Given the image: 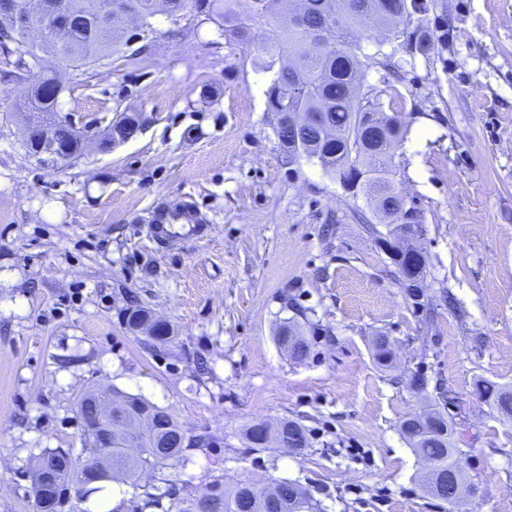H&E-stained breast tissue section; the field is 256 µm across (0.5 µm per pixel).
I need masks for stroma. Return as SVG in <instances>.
I'll use <instances>...</instances> for the list:
<instances>
[{"label": "stroma", "instance_id": "1", "mask_svg": "<svg viewBox=\"0 0 512 512\" xmlns=\"http://www.w3.org/2000/svg\"><path fill=\"white\" fill-rule=\"evenodd\" d=\"M437 3L422 24L448 42L415 57L391 100L408 122L393 181L421 214L429 326L376 245L387 227L365 198L281 151L265 91L282 52L262 35L235 45L205 16L159 12L148 53L60 69L58 110L77 126L100 135L119 111L144 118L128 142L60 169L27 153L14 107L27 88L0 61V512H36L35 457L80 455L78 402L104 387L210 443L138 487L103 483L84 512L105 500L176 512L215 481L288 480L320 512H445L399 431L442 392L479 486L461 512H512V422L476 391L512 386V0ZM188 201L206 233L160 246L155 210ZM133 294L175 344L144 349L125 320ZM300 308L311 346L298 361L278 336ZM376 336L395 348L392 369L374 360ZM417 370L422 393L409 385ZM279 419L303 425L309 448L249 446L247 427Z\"/></svg>", "mask_w": 512, "mask_h": 512}]
</instances>
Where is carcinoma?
<instances>
[{
  "label": "carcinoma",
  "instance_id": "cac0c4a2",
  "mask_svg": "<svg viewBox=\"0 0 512 512\" xmlns=\"http://www.w3.org/2000/svg\"><path fill=\"white\" fill-rule=\"evenodd\" d=\"M77 2L78 11L73 13L55 46L57 60L87 68L122 49L137 56L152 43L145 38L139 47H134L135 39L132 33L125 31L122 14L134 13L149 19L158 11V0H114L118 7L112 10V23L107 26L99 20V0ZM190 7L217 20L224 39L230 43L248 44L254 31L260 28L271 46L286 53V63L266 90V111L277 117L275 130L281 150L290 161L302 154L316 159L345 190L355 196L366 195L382 223H396L403 204L393 183L390 167L393 152L385 148L382 138L399 143L408 123L400 112L389 114L384 110L381 95L394 89L388 77H383L384 88L381 89L367 83L366 76L375 65L381 66L387 74L402 69V65L393 62L392 55L382 49L372 54L364 52L362 40L384 30L394 39H404L413 52L415 16L436 8L437 3L434 0L425 4H418L416 0H376V10L369 13L364 0H305L300 12L303 22L296 26L284 20L283 0H248L244 10L238 7V0H163V11L176 20L183 18ZM39 66L42 74L31 95L17 105V110L50 121L58 112V99L43 97L39 90L55 79L54 63L43 61ZM135 124H141V113L124 110L112 123V135ZM57 135L62 144L74 142V158L85 154L89 140L72 139L71 127L59 126ZM24 145L31 155L43 162L67 165L65 161L59 163L49 157L53 153L50 143H34L26 134ZM149 316L150 313L135 301L126 309V323L135 330ZM153 328L162 336L161 342L146 340V348L154 351L175 340L163 321L155 320ZM279 339L283 343L291 341L288 351L293 358L308 355L309 344L297 324L285 326ZM477 391L490 410L512 419L511 388L484 380ZM131 399L153 409L159 425L173 431L181 428L166 409L137 395ZM430 415L435 418L433 426L422 431L417 429L416 417ZM400 432L420 434L419 450L432 459L439 471L453 470L460 462L462 450L454 440L452 423L440 410L428 408L404 419ZM154 436L153 429L138 425L112 435V479L136 487L143 469L187 461L184 448H161L156 456L142 455L140 448ZM84 438L82 458L70 453L65 459L55 448L45 450L41 457L46 463L56 460L66 469L77 471L99 453L97 435L86 433ZM245 438L252 447L261 449L272 448L279 440L288 443L295 452L309 444L306 428L287 419L273 423L272 431L263 441L250 437L248 430ZM64 494L65 488L51 487L40 480V474H34L35 505L40 512H62L67 504ZM302 508L317 512L318 505L302 486L292 481L260 487L251 494L239 484L226 489L222 483L215 482L178 512H298Z\"/></svg>",
  "mask_w": 512,
  "mask_h": 512
}]
</instances>
